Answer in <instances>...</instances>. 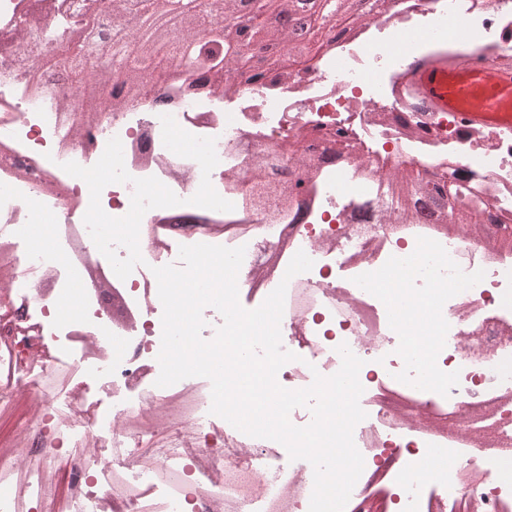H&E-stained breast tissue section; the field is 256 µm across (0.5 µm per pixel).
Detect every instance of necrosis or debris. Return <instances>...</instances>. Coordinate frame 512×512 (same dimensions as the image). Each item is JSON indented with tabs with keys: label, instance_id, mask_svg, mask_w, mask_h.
Segmentation results:
<instances>
[{
	"label": "necrosis or debris",
	"instance_id": "obj_1",
	"mask_svg": "<svg viewBox=\"0 0 512 512\" xmlns=\"http://www.w3.org/2000/svg\"><path fill=\"white\" fill-rule=\"evenodd\" d=\"M55 2L0 0V412L33 400L42 446L33 459L25 439L0 448V512H309L308 461L211 414L207 378L156 384L153 270L198 243L244 247L249 305L286 284L296 359L281 386L334 375L340 345L362 359L364 470L345 512H512V244L484 245L485 224L422 222L385 193L418 165L512 226V125L417 111L403 82L461 24L477 40L454 49L459 65L512 64V0H396L288 78L191 100L171 75L91 125L80 86L48 81L44 57L13 62L24 38L57 54ZM174 132L190 150L171 148ZM48 217L51 247L31 250ZM300 251L312 268L286 277ZM81 284L80 320L59 321ZM418 303L423 318L403 322ZM420 336L439 341V387L413 361ZM411 470L427 482H405Z\"/></svg>",
	"mask_w": 512,
	"mask_h": 512
}]
</instances>
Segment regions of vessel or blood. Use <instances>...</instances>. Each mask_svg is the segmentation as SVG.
Masks as SVG:
<instances>
[{
  "label": "vessel or blood",
  "instance_id": "vessel-or-blood-1",
  "mask_svg": "<svg viewBox=\"0 0 512 512\" xmlns=\"http://www.w3.org/2000/svg\"><path fill=\"white\" fill-rule=\"evenodd\" d=\"M414 98L428 112H450L461 120L479 122L512 112V68L482 63L453 64L447 51L411 64L405 74Z\"/></svg>",
  "mask_w": 512,
  "mask_h": 512
}]
</instances>
